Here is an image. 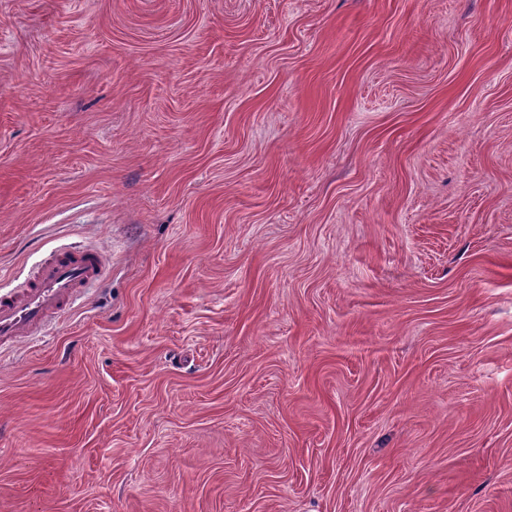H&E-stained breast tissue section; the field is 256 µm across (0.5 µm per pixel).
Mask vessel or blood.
<instances>
[{
    "label": "vessel or blood",
    "mask_w": 512,
    "mask_h": 512,
    "mask_svg": "<svg viewBox=\"0 0 512 512\" xmlns=\"http://www.w3.org/2000/svg\"><path fill=\"white\" fill-rule=\"evenodd\" d=\"M105 260L94 249L55 253L33 276L6 298H0V343L38 335L51 319L64 316L79 289L101 280Z\"/></svg>",
    "instance_id": "b4317fda"
}]
</instances>
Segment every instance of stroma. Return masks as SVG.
Returning <instances> with one entry per match:
<instances>
[{
	"label": "stroma",
	"instance_id": "35a3bbf8",
	"mask_svg": "<svg viewBox=\"0 0 512 512\" xmlns=\"http://www.w3.org/2000/svg\"><path fill=\"white\" fill-rule=\"evenodd\" d=\"M0 512H512V0H0ZM105 260L95 249L55 253L33 276L6 298H0V343L36 336L53 318L71 308L80 288L101 280Z\"/></svg>",
	"mask_w": 512,
	"mask_h": 512
}]
</instances>
